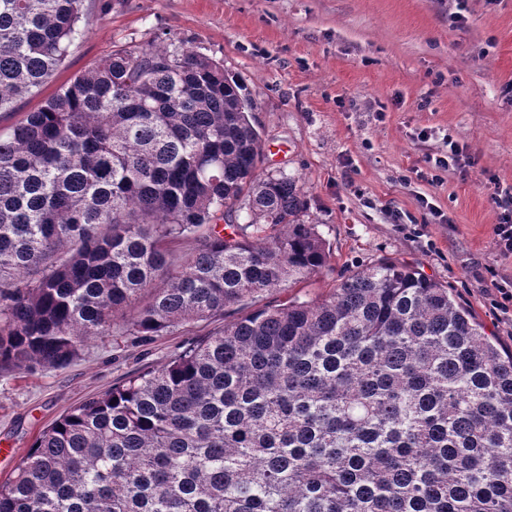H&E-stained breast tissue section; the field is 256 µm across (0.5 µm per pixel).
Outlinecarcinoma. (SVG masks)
Segmentation results:
<instances>
[{"mask_svg": "<svg viewBox=\"0 0 512 512\" xmlns=\"http://www.w3.org/2000/svg\"><path fill=\"white\" fill-rule=\"evenodd\" d=\"M83 16L0 0V112ZM250 112L222 61L115 45L0 131L1 371L65 368L120 320L161 336L240 313L46 426L0 512H512V352L448 285L386 258L254 306L332 252L302 183L259 172Z\"/></svg>", "mask_w": 512, "mask_h": 512, "instance_id": "carcinoma-1", "label": "carcinoma"}]
</instances>
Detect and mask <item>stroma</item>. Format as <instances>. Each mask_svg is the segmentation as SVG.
Wrapping results in <instances>:
<instances>
[{
    "label": "stroma",
    "mask_w": 512,
    "mask_h": 512,
    "mask_svg": "<svg viewBox=\"0 0 512 512\" xmlns=\"http://www.w3.org/2000/svg\"><path fill=\"white\" fill-rule=\"evenodd\" d=\"M84 35L64 67L0 128L40 108L114 46L177 45L224 62L246 84L264 174L300 178L304 219L334 260L261 303L325 297L383 257L448 283L512 349L492 305L512 281L494 245L492 182L512 184V0H85ZM457 141L475 159L440 184L418 179ZM223 318L164 336L115 331L63 369L0 373V481L39 432L85 398L161 366Z\"/></svg>",
    "instance_id": "obj_1"
}]
</instances>
